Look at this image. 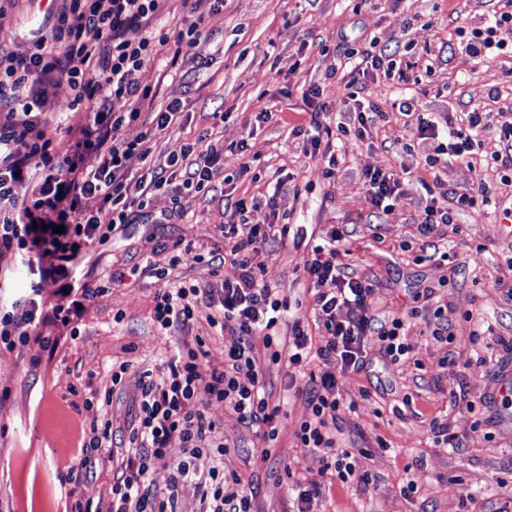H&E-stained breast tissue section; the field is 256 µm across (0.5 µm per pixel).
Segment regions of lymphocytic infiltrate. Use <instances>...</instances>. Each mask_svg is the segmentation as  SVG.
Here are the masks:
<instances>
[{
  "instance_id": "obj_1",
  "label": "lymphocytic infiltrate",
  "mask_w": 512,
  "mask_h": 512,
  "mask_svg": "<svg viewBox=\"0 0 512 512\" xmlns=\"http://www.w3.org/2000/svg\"><path fill=\"white\" fill-rule=\"evenodd\" d=\"M63 2L49 34L35 36L27 54L0 53V258H18L30 273L26 294L0 304V349L9 351L36 344L52 354L65 336H77L82 309L98 294L91 285V244H110L156 195L209 193L210 169L218 156L201 134L194 142L176 146L165 165L149 167L146 175L135 179L127 170L131 155L149 158L148 140L177 119L181 108L174 101L153 110L155 95L139 82L140 70L163 50L173 65L189 54L206 34L215 0H183L186 16L170 39L150 30L165 0ZM134 29L141 32L135 41L127 36ZM455 34L461 55L496 58L512 48V10L500 12L492 25L460 27ZM342 59L352 75L342 104L352 112L353 122L338 124V131H352L361 139L386 121V110L364 95L369 76L379 72L402 85L391 108L406 117L412 138L431 143L426 166L434 168L451 159L470 161L479 134L491 130L504 148L496 158L505 170L501 181L512 182L511 112L477 106L458 121L441 124L417 112L413 94L405 89L414 61L400 60L397 51L383 49H349ZM63 80L73 92V111L85 118L75 129L43 116L50 91ZM301 95L310 112L305 124L293 127L291 134L302 138L306 155L321 158L325 176H332L338 156L321 139L330 127V104L317 85L302 89ZM145 112L150 123L143 138L120 139V128ZM86 152L96 155L94 168L82 167ZM363 176L371 215L382 220L404 200L410 178L378 170L364 171ZM492 203V190L482 181L460 192L430 193L419 235L431 238L455 223L460 212ZM235 209L238 223L222 231L232 242L230 250L195 254L177 247L170 264L178 266L190 256L216 273L230 261L239 269L237 280L177 284L154 297V321L166 336L188 332L198 314L206 313L209 326L224 338L222 363H211L206 343L199 338L178 344L154 371L132 375L122 363L100 374L88 373L82 386L97 387L105 406L126 382H133L138 411L121 436L106 419L90 426L86 453L116 452L119 466L108 504L96 502L87 487L75 485L66 493L69 512H179L180 493L189 484L195 487L198 512H258L256 481L228 468L227 445L208 409L220 404L235 414L263 442L260 457H268L281 412L266 381L268 362L285 365L287 390L303 398L310 410L295 438L317 462L318 476L310 479L286 467L292 512H315L329 484L337 481L376 490L369 472L357 470L354 449L336 445V419L341 412L355 410L341 401L337 388L346 374L367 366L370 349H377L384 363L406 361L412 352L406 326L418 317V307L392 318L369 312L367 300L377 279L355 272L347 263L346 225L314 241L303 225L274 223L258 204L241 199ZM289 242L307 250L302 274L316 314L312 322L265 281L257 260L267 245ZM49 282L59 286L51 302L44 297ZM340 310L345 313L341 320L336 317ZM175 437L186 457L173 469L166 488L160 489L151 474L166 464L168 444ZM204 453L212 455L213 464L201 475L193 461Z\"/></svg>"
}]
</instances>
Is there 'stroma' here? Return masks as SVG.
Wrapping results in <instances>:
<instances>
[{"label":"stroma","instance_id":"obj_1","mask_svg":"<svg viewBox=\"0 0 512 512\" xmlns=\"http://www.w3.org/2000/svg\"><path fill=\"white\" fill-rule=\"evenodd\" d=\"M60 0L42 6L40 0H5L0 5V49L25 54L34 35L48 31ZM499 0H223L207 18V34L189 56L170 66L159 56L143 67L142 85L156 93V107L177 100L182 113L151 141L157 161L183 140L208 132L219 150L211 170L212 190L202 195L185 192L177 200L158 195L135 224L109 247H93L89 260L101 293L86 304L77 339L65 340L51 359L39 346L25 352L0 350V387H10L0 400V512H65L62 477L85 479L94 495L105 497L112 487V463L97 464L85 473L83 439L92 422L107 418L114 431H125L135 416L131 395L114 399L109 407L91 401L81 377L115 362L134 372L156 369L170 355L176 340L160 335L153 323V298L172 281L210 280L205 264L187 262L170 268L174 242L205 253L223 247L219 228L236 223L230 205L238 199L277 198L278 221L305 225L314 239L328 237L334 225H349L353 235L350 263L356 271L376 274L379 284L368 299L371 313L384 317L405 311L413 297L431 287V306L453 312L451 344L431 341L424 319L416 318L406 332L413 351L409 361L383 366L373 362L368 372L348 374L338 392L354 404L353 413L338 422L337 441L360 449V470L376 477L378 489L365 493L354 486L333 485L320 512H461L465 493L488 512L501 499L500 479L512 476V407L495 404L484 415L482 431L472 432L473 415L465 401L450 403L451 395L468 389L471 395L497 393L512 380V363L497 375L476 365L477 357L497 355V337L512 336V302L505 297L512 283V230L499 216V207L512 205V185L501 184L492 166L503 146L487 132L474 164L461 161L439 168L441 183L453 190L485 178L495 190L496 207H478L457 217L458 231H445L423 242L418 223L426 194L413 187L407 198L385 218L382 238L368 227L369 204L363 187L364 169L392 171L407 166L423 172L427 144L405 151L410 134L404 119L391 111L388 121L373 133V141L342 137V157L336 174L325 178L323 161L305 155L302 140L292 137L293 126L304 122L307 106L301 87L318 84L329 100H336L349 82L348 68L339 65L332 48L347 45L368 49L370 41L388 49L427 51L435 73L413 86L417 109L459 117L475 106L512 109V56L474 61L450 55L446 38L459 26L488 23ZM329 46L318 53L317 44ZM268 109L270 119L255 116ZM387 140L392 150L378 145ZM411 143V142H410ZM257 164L256 178L240 177L246 160ZM285 180L283 193L273 191V177ZM301 195H294V186ZM304 249L286 244L259 254L264 278L283 295L301 301V311L313 318L312 303L301 271ZM151 263L167 270V278H143L135 264ZM123 321H115L117 312ZM491 322L493 333L474 341L465 312ZM452 356L457 373L444 372L440 363ZM41 359L31 368L30 359ZM382 378L392 394H371L374 378ZM416 398L414 407L402 404L403 395ZM210 414L232 449L226 460L242 474L258 476L259 512H288L284 469L298 467L307 477L318 464L297 448L294 431L309 410L304 400L290 399L282 409L275 451L260 460L255 439L236 416L215 405ZM446 421L465 446L451 451L434 447L429 423ZM390 444L382 451L379 441ZM419 482L414 498H404L400 483L406 473Z\"/></svg>","mask_w":512,"mask_h":512}]
</instances>
